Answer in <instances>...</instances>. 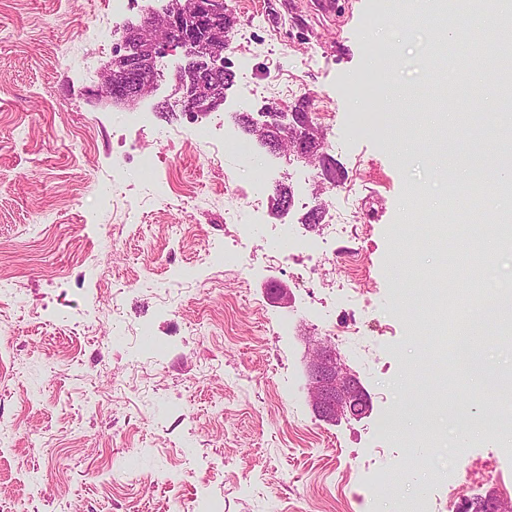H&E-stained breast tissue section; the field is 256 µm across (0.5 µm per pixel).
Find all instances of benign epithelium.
<instances>
[{
  "mask_svg": "<svg viewBox=\"0 0 512 512\" xmlns=\"http://www.w3.org/2000/svg\"><path fill=\"white\" fill-rule=\"evenodd\" d=\"M229 13L224 0H194L192 10L175 14L168 18L167 27L178 28L190 18L204 17L208 23L203 27L201 36L183 40L180 47L186 50L187 63H195L199 59V51L206 48L211 57L207 69L199 72V79L183 83L179 92L182 93V104L187 109L197 110L207 107L201 95V81L215 82L222 73L224 59V25L221 19ZM115 59L106 69L104 81L98 92L117 103L133 104L142 98L146 75L140 61L117 50ZM311 100L301 98L291 113L279 112L277 107H270L275 120L259 121L251 119L253 126L266 128L276 123L281 132L279 138L271 141L266 148L273 153L294 154L302 159H309L315 152L314 142L305 136V123L310 120ZM460 303L456 297H448L446 304L436 308L435 317H441L453 323L456 310ZM307 394L313 411L322 420L340 423L343 420L358 419L371 410L370 396L356 373L338 358L336 349L330 344L320 343L310 353L306 364ZM459 512H512V505H507L494 496L482 499L465 500Z\"/></svg>",
  "mask_w": 512,
  "mask_h": 512,
  "instance_id": "7a95c632",
  "label": "benign epithelium"
}]
</instances>
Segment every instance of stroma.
<instances>
[{
  "label": "stroma",
  "mask_w": 512,
  "mask_h": 512,
  "mask_svg": "<svg viewBox=\"0 0 512 512\" xmlns=\"http://www.w3.org/2000/svg\"><path fill=\"white\" fill-rule=\"evenodd\" d=\"M226 2L233 83L221 106L191 118L175 88L178 47L157 59L137 104L93 97L124 37L105 0H0V280L15 293L0 306V512H179L202 492L218 512H446L449 496L489 493L512 503V446L499 440L512 419L463 434L445 395L475 384L445 357L447 323L413 301L419 274L448 262L431 230L458 222L434 156L494 151L491 132L470 123L434 146L402 132L412 151L394 152V113L453 97L452 71L437 75L422 48L434 30L427 4L334 0L326 13L321 0ZM387 40L402 51L396 85L416 97L372 111L366 62ZM304 96L335 114L319 128L333 182L256 142L217 164L190 137L197 123L242 138L237 114L272 102L288 111ZM143 153L154 176L137 167ZM264 184L290 187L292 203L275 212L263 194L266 230L250 237L237 293L207 253L239 234L232 188ZM345 205L365 216L362 257L338 273L355 283L364 334L336 350L372 410L334 425L305 389L328 292L307 299L302 266L271 268L265 254L276 226L315 237ZM189 266L192 286L179 276ZM120 282L115 318L103 302ZM275 286L288 307L271 300ZM146 322L161 346L154 363L137 343ZM402 405L420 406L419 418L378 435ZM382 471L387 487L367 495Z\"/></svg>",
  "instance_id": "1"
}]
</instances>
